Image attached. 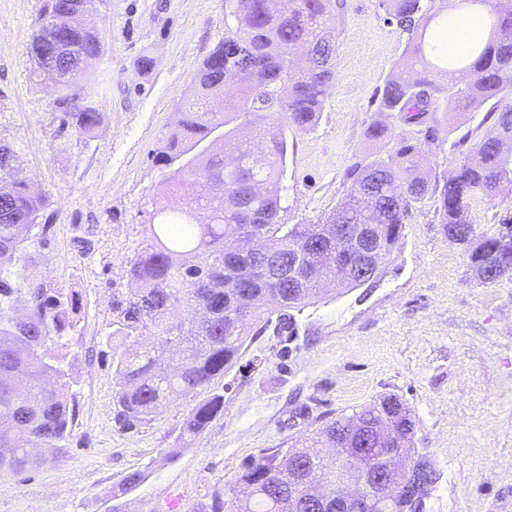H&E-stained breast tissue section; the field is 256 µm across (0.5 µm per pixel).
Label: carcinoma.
I'll return each mask as SVG.
<instances>
[{
    "label": "carcinoma",
    "instance_id": "carcinoma-1",
    "mask_svg": "<svg viewBox=\"0 0 512 512\" xmlns=\"http://www.w3.org/2000/svg\"><path fill=\"white\" fill-rule=\"evenodd\" d=\"M73 0H43L29 47L35 62L33 81L44 80L40 51L44 27ZM379 7L408 35L407 50L386 81L378 111L390 112L424 128L436 127L450 112L489 105L484 119L494 134L476 140L455 174L445 183L422 169L416 146L400 142L391 154L356 163L345 172L351 181L346 200L323 224H282L280 181L288 152V127L306 130L318 120L335 80L334 45L328 38L333 0H236L224 39L198 64L189 97L178 105V120L156 155L168 171L164 194L175 195L191 179L200 190L182 199L178 210L156 205L152 239L127 266L133 287L112 298V321L104 336L112 347L115 422L130 429L150 421L160 408L189 394H203L185 421L196 435L224 414L217 380L241 357L254 327L301 311L318 297L325 273L336 286L361 287L346 271L352 254L373 224L384 255L398 245L412 210L429 197L440 201L443 231L455 232V244L467 257L473 277L484 284L512 276V238L501 224L472 223L473 204L512 188V10L496 12L485 39L465 55L426 58L424 39L441 7L436 0H379ZM83 52L73 80L59 88L62 124L89 133L102 119L83 82L99 59L102 42L92 12L71 32ZM470 74L461 86L448 71ZM237 79L224 84V72ZM79 98L89 101L72 111ZM443 116H438V113ZM286 116L289 124L280 123ZM250 117L259 132L244 144L230 124ZM209 220L194 223L197 210ZM44 200L20 182H0V469L14 473L39 461L33 448L62 454L73 415V380L58 349L63 334L77 321L64 310L65 294L37 280L29 267L26 234L43 216ZM353 230L341 244L323 237L330 223ZM245 224L255 225L284 255L321 244L315 262L300 268L310 278L303 291L269 283L255 256L239 248ZM23 293L26 312L3 318L13 296ZM416 423L394 394L383 395L350 415L331 419L295 444L262 448L235 477L215 491L209 512H296L288 494V476L299 463L328 468L324 448H396L414 455ZM431 491L395 501V512H423Z\"/></svg>",
    "mask_w": 512,
    "mask_h": 512
}]
</instances>
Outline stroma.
<instances>
[{
    "label": "stroma",
    "mask_w": 512,
    "mask_h": 512,
    "mask_svg": "<svg viewBox=\"0 0 512 512\" xmlns=\"http://www.w3.org/2000/svg\"><path fill=\"white\" fill-rule=\"evenodd\" d=\"M234 0H99L105 52L91 71L102 121L89 134L60 129L57 95L30 79L29 47L42 0H0V143L12 176L45 200V229L27 251L47 287L73 300L67 363L76 383L66 451L38 449L39 466L0 470V512H204L214 489L258 449L313 433L383 394L416 422L439 478L424 512H512V280H472L443 234L436 198L414 209L370 284L327 292L267 328L224 374V414L196 436L183 431L193 394L154 419L121 429L114 419L112 349L103 343L112 295L146 245L162 174L153 158L177 121L198 63L224 37ZM335 22V80L323 110L288 139L280 219L324 220L351 190L345 171L414 140L439 181L469 150L466 134H492L484 110L456 112L425 140L388 118L391 138L367 139L377 89L406 36L378 0H342ZM149 55L150 70L138 59ZM177 449L168 457V449ZM145 480L124 494L125 475Z\"/></svg>",
    "instance_id": "obj_1"
}]
</instances>
